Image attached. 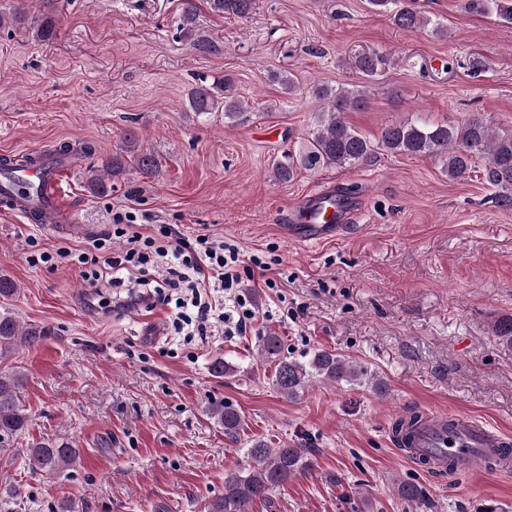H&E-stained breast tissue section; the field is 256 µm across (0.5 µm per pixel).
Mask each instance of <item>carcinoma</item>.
I'll list each match as a JSON object with an SVG mask.
<instances>
[{"label": "carcinoma", "instance_id": "carcinoma-1", "mask_svg": "<svg viewBox=\"0 0 512 512\" xmlns=\"http://www.w3.org/2000/svg\"><path fill=\"white\" fill-rule=\"evenodd\" d=\"M216 13H229L243 18L253 9V0H209ZM468 9L476 13L495 12L504 22L512 23V0H467ZM395 25L402 29L432 28L436 35H445L448 28L432 23L427 16L411 6H402L393 14ZM190 48L199 54L215 55L218 46L197 26L194 0H184L178 27ZM388 58L380 54L361 55L349 63V68L370 80L386 69ZM313 95L324 102L315 114L307 132V149L293 158L284 152L272 166L276 182L292 180L300 168L336 167L358 169L371 158L375 149L391 155H412L437 158L443 163L448 178L458 180L472 170L477 159L485 160L482 176L495 189L494 200L502 209L512 208V130L495 125L479 117L457 124L431 123L419 116L407 115L383 128L377 143L355 130L347 114L368 104V89L316 85ZM188 104L197 115L224 111V124L230 127L247 120L251 106L240 100L234 81L226 76L211 84L201 82L188 93ZM107 178L98 170L90 175V190L97 196L112 191V182L130 168L146 175L159 173V164L153 154L144 151L134 132L126 135L122 153L102 162ZM20 292L18 284L9 276L0 274V302L13 299ZM52 334L47 324L23 323L13 313L0 310V363L10 359L20 348L36 345ZM256 360L274 365L272 386L285 398H295L318 381L324 384L370 385L376 390L385 387L383 380L368 367L323 349L315 350L297 359L288 356L281 338L269 331L259 337L255 349ZM22 377L19 371L0 373V448H9L18 437L28 431L30 417L21 404ZM212 417L224 427V436L232 443H241L245 420L230 405L212 409ZM26 455L32 472L58 473L74 468L81 461V453L67 437L43 438L27 444ZM247 463L224 479V495L207 502L205 512H249L257 500L267 501L271 492L302 475L313 467L304 449L286 444L275 445L262 439L246 442Z\"/></svg>", "mask_w": 512, "mask_h": 512}]
</instances>
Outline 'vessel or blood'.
<instances>
[{"label": "vessel or blood", "instance_id": "1", "mask_svg": "<svg viewBox=\"0 0 512 512\" xmlns=\"http://www.w3.org/2000/svg\"><path fill=\"white\" fill-rule=\"evenodd\" d=\"M29 156L31 161L25 168L0 180V200L12 212L35 217L40 224L70 222L59 187L74 168V159H49L39 149L30 150ZM354 212L352 201L342 193L322 190L297 207L288 233L305 242L339 236ZM402 453L425 462L441 477L451 470L469 471L477 464L498 472L512 470V436L464 415L422 414Z\"/></svg>", "mask_w": 512, "mask_h": 512}]
</instances>
